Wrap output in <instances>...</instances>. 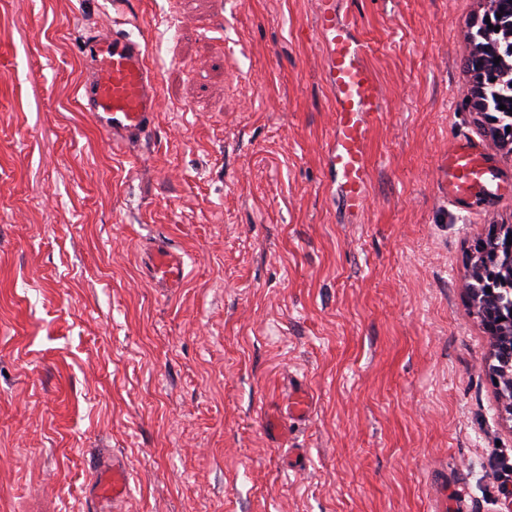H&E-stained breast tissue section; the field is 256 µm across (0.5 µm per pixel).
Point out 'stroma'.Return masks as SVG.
Here are the masks:
<instances>
[{
  "instance_id": "obj_1",
  "label": "stroma",
  "mask_w": 512,
  "mask_h": 512,
  "mask_svg": "<svg viewBox=\"0 0 512 512\" xmlns=\"http://www.w3.org/2000/svg\"><path fill=\"white\" fill-rule=\"evenodd\" d=\"M101 0H0V512H512L470 250L512 161L468 98L482 0H338L382 92L369 200L336 209L314 0H132L157 71L139 160L80 105ZM492 161L453 204L457 136ZM183 253V287L145 261ZM308 417L283 418L295 387ZM114 458V457H113ZM112 458V477L102 483L106 495H112V501H122L127 497L130 486V471L127 462L122 458Z\"/></svg>"
}]
</instances>
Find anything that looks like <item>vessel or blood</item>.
I'll return each mask as SVG.
<instances>
[{
	"label": "vessel or blood",
	"mask_w": 512,
	"mask_h": 512,
	"mask_svg": "<svg viewBox=\"0 0 512 512\" xmlns=\"http://www.w3.org/2000/svg\"><path fill=\"white\" fill-rule=\"evenodd\" d=\"M112 20L95 26L83 41L91 77L83 87L85 111L113 148L135 153L150 134L158 107V79L141 42L125 30L127 0H111ZM353 15L337 16L336 0H316L314 31L322 48L323 77L333 95L335 128L326 146V165L336 187L337 201L349 216L363 210L369 183L366 154L374 112L380 111V86L365 58L367 45L355 34ZM440 184L449 199L462 202L483 187L490 172L481 146L468 138L456 139L440 162ZM153 275L169 286L184 278L181 257L165 248L151 259ZM130 471L124 459L112 461L105 483L113 501L124 500Z\"/></svg>",
	"instance_id": "1"
}]
</instances>
